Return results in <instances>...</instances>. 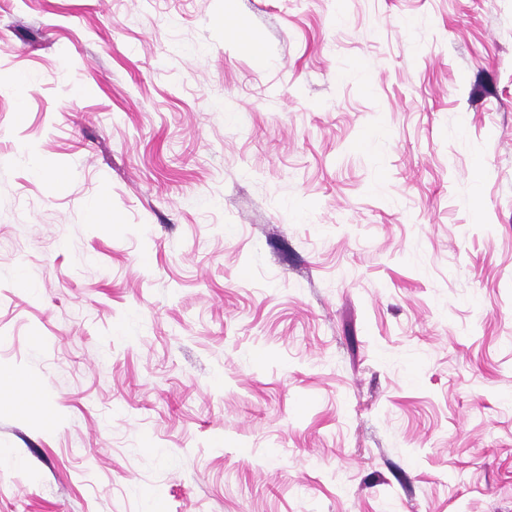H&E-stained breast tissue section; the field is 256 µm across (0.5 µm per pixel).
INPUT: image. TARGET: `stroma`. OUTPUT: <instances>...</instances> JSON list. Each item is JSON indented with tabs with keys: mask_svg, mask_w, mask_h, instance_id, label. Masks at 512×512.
I'll return each instance as SVG.
<instances>
[{
	"mask_svg": "<svg viewBox=\"0 0 512 512\" xmlns=\"http://www.w3.org/2000/svg\"><path fill=\"white\" fill-rule=\"evenodd\" d=\"M0 371V512H512V0H6Z\"/></svg>",
	"mask_w": 512,
	"mask_h": 512,
	"instance_id": "1",
	"label": "stroma"
}]
</instances>
